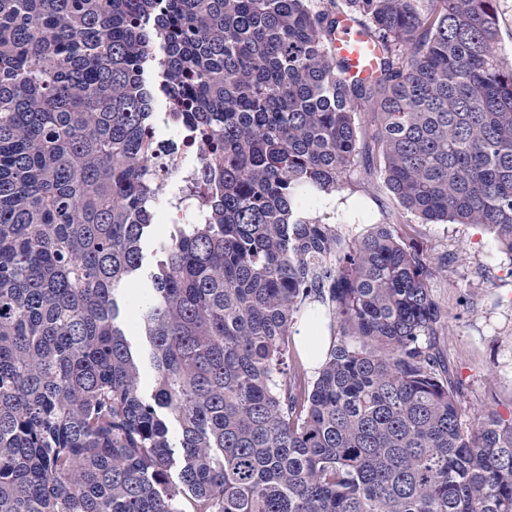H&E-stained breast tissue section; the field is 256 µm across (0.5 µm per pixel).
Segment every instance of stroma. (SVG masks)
<instances>
[{
  "label": "stroma",
  "instance_id": "obj_1",
  "mask_svg": "<svg viewBox=\"0 0 512 512\" xmlns=\"http://www.w3.org/2000/svg\"><path fill=\"white\" fill-rule=\"evenodd\" d=\"M340 194L367 205L348 224L341 223L335 210L319 209L323 222L337 225L342 237L360 236L388 220L406 243L424 248L434 269L429 287L447 312L437 346L462 385L465 424H472L483 409L512 413V257L481 227L420 223L396 204L379 172L356 168ZM168 231V225L155 223L144 242L142 268L121 297L129 316H136L139 302L151 292Z\"/></svg>",
  "mask_w": 512,
  "mask_h": 512
}]
</instances>
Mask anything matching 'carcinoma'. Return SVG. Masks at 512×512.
Returning <instances> with one entry per match:
<instances>
[{"label": "carcinoma", "mask_w": 512, "mask_h": 512, "mask_svg": "<svg viewBox=\"0 0 512 512\" xmlns=\"http://www.w3.org/2000/svg\"><path fill=\"white\" fill-rule=\"evenodd\" d=\"M496 2L0 0V512H512V417L464 427L424 251L391 224L344 246L311 212L376 161L422 223L484 226L512 258ZM342 16L377 76L333 54ZM159 94L213 193L137 315L147 400L117 294L153 224ZM315 302L310 383L291 346ZM127 332L128 341L141 351L139 389L143 395L149 397L155 388L156 380V374L150 361L149 346L145 336H141L139 329L133 323L127 326Z\"/></svg>", "instance_id": "1"}]
</instances>
